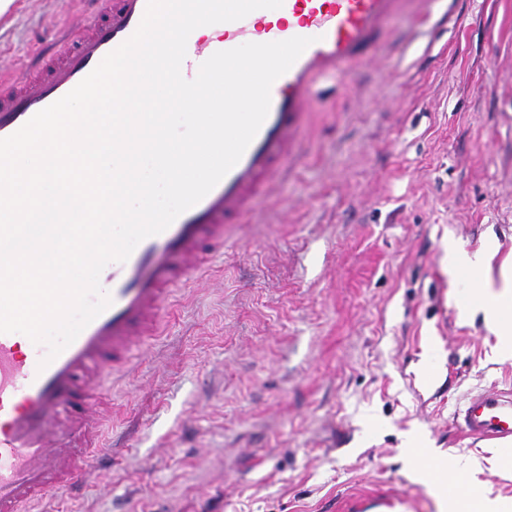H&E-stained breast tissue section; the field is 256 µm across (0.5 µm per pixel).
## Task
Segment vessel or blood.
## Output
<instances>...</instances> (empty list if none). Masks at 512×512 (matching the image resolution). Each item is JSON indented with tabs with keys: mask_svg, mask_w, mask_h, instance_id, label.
Here are the masks:
<instances>
[{
	"mask_svg": "<svg viewBox=\"0 0 512 512\" xmlns=\"http://www.w3.org/2000/svg\"><path fill=\"white\" fill-rule=\"evenodd\" d=\"M79 19L69 46L23 63L0 77V138L73 90L137 30L147 0H100ZM426 0H283L224 23L221 38L189 36L181 66L194 79L218 51L242 44L311 38L271 88L269 113L238 163L196 205L163 232L142 240L126 261L100 275L111 305L55 359L20 333H0V512H30L55 494L80 488L105 458L99 395L113 372L133 366V353L158 333L175 288L195 279L209 255L220 254L231 220L248 216L277 166L296 156L298 134L312 109L318 81L341 77L369 58L400 15L420 14L407 43L435 30L421 14ZM477 440L512 441V390L469 394L456 414Z\"/></svg>",
	"mask_w": 512,
	"mask_h": 512,
	"instance_id": "vessel-or-blood-1",
	"label": "vessel or blood"
}]
</instances>
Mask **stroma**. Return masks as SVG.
<instances>
[{"instance_id":"35a3bbf8","label":"stroma","mask_w":512,"mask_h":512,"mask_svg":"<svg viewBox=\"0 0 512 512\" xmlns=\"http://www.w3.org/2000/svg\"><path fill=\"white\" fill-rule=\"evenodd\" d=\"M86 9L13 0L0 70ZM467 9L318 84L302 157L109 381L111 461L36 512H439L424 471L458 458L475 467L449 496L512 500V443L454 420L512 386L477 290L512 265V0ZM452 246L490 270L449 276Z\"/></svg>"}]
</instances>
